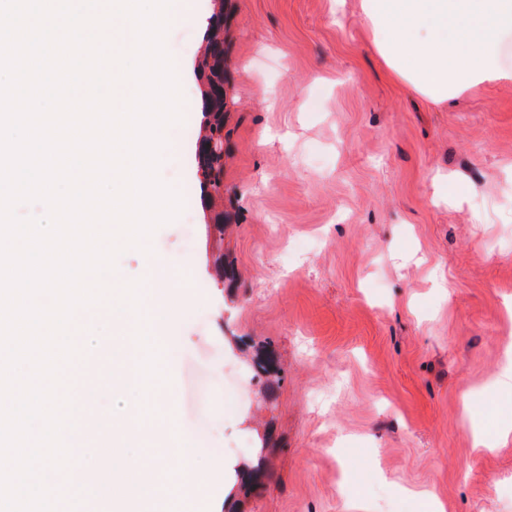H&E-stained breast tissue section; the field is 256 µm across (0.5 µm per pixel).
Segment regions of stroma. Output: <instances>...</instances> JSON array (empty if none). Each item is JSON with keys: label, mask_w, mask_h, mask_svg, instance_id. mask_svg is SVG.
Here are the masks:
<instances>
[{"label": "stroma", "mask_w": 512, "mask_h": 512, "mask_svg": "<svg viewBox=\"0 0 512 512\" xmlns=\"http://www.w3.org/2000/svg\"><path fill=\"white\" fill-rule=\"evenodd\" d=\"M360 2L183 0L166 36L201 87L224 14V243L201 112L170 133L160 177L185 205L150 240L185 268L168 367L199 470L221 472L189 495L204 512H512V85L432 103Z\"/></svg>", "instance_id": "obj_1"}]
</instances>
